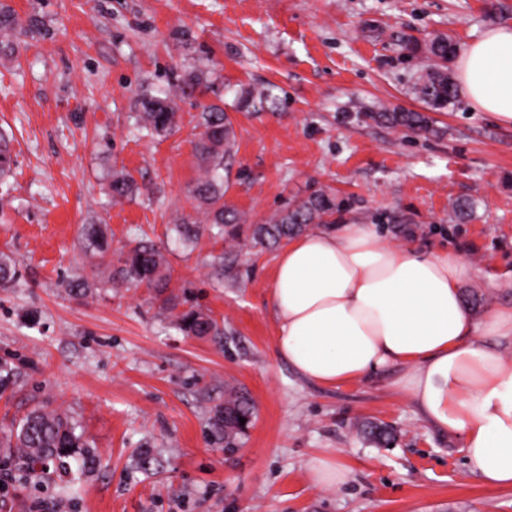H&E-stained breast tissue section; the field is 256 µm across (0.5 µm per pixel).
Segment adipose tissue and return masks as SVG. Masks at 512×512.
I'll use <instances>...</instances> for the list:
<instances>
[{
	"instance_id": "1",
	"label": "adipose tissue",
	"mask_w": 512,
	"mask_h": 512,
	"mask_svg": "<svg viewBox=\"0 0 512 512\" xmlns=\"http://www.w3.org/2000/svg\"><path fill=\"white\" fill-rule=\"evenodd\" d=\"M457 74L472 110L512 125V27L470 43ZM455 254L386 243L353 221L291 239L276 257V351L303 378L333 386L403 367L399 389L435 428L463 440L470 472L512 487V303L474 320Z\"/></svg>"
}]
</instances>
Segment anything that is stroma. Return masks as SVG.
<instances>
[{
  "mask_svg": "<svg viewBox=\"0 0 512 512\" xmlns=\"http://www.w3.org/2000/svg\"><path fill=\"white\" fill-rule=\"evenodd\" d=\"M40 26L0 56V131L16 159L0 184V251L19 270L0 290V359L17 372L0 396V426L41 405L93 441L96 460L73 473L8 466L0 512H512V488L469 473L460 441L430 425L390 367L322 386L275 350L268 308L272 251L235 252L169 229L202 217L190 194L201 175L193 141L203 106L235 131L226 202L257 224L331 188L337 223L377 225L395 244L463 255L475 318L512 299V127L457 98L414 133L361 116L354 104L423 111L410 91L421 56L404 51L438 33L457 47L512 25V0H5ZM207 83L178 101L166 138L137 135L142 94L190 75ZM264 99H256L257 91ZM139 186L111 201L112 171ZM474 199L472 220L448 221ZM107 226L112 255L87 257L82 225ZM148 237L172 269L167 292L224 324V341L188 336L146 287L112 282L117 253ZM234 259L233 277L214 258ZM92 288L69 294L68 281ZM247 392L256 419L238 448L209 431L225 383ZM390 425L393 445L364 439L363 421ZM156 466L142 468V455ZM322 457L349 479L318 490Z\"/></svg>",
  "mask_w": 512,
  "mask_h": 512,
  "instance_id": "obj_1",
  "label": "stroma"
}]
</instances>
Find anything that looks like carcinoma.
<instances>
[{"label": "carcinoma", "instance_id": "cac0c4a2", "mask_svg": "<svg viewBox=\"0 0 512 512\" xmlns=\"http://www.w3.org/2000/svg\"><path fill=\"white\" fill-rule=\"evenodd\" d=\"M34 22L23 24L15 11L0 3V53L11 54L27 36ZM412 53L421 51L428 65L419 71L412 83L413 94L433 111H443L457 97L456 85L448 72V62L455 51V42L448 34L434 36L425 47L414 45ZM138 127L154 137L168 135L175 124L174 101L170 94L145 95L140 101ZM364 117L385 122L393 127L409 130H426L431 118L422 112L410 110L375 111L363 105H354ZM201 131L194 144L196 157L203 169V176L191 189L199 208L204 210L206 221L187 218L174 225L177 238L183 243H194L218 229L217 235L243 242L247 248L271 249L281 242L302 234L313 224H332V217L339 210L336 194L321 188L307 198L293 202L261 224H248L245 213L224 201V156L232 153L235 132L224 109L218 105L203 108L200 116ZM15 160L11 155L8 137L0 132V181L6 180ZM106 191L113 199H123L137 191L135 181L128 175L116 172L107 183ZM473 201L460 200L452 205L448 214L451 222H464L471 216ZM81 245L90 256H105L111 249L103 225L84 224L81 228ZM118 279L123 284L148 288H164L169 280V269L164 255L155 246L142 239L126 250L120 251ZM19 277L14 260L0 252V289L4 290ZM173 325L189 336L210 337L219 342L224 337V325L212 314L191 306L177 311V304L170 303ZM245 424H240V419ZM255 406L246 392L231 383H224V401L211 409L210 424L213 434L224 440V447L236 448L253 423ZM362 431L375 442L388 446L396 435L392 428L382 423L368 422ZM0 459L19 461L31 473L41 472L50 464H65L70 459H80L87 464L94 459V449L82 426L74 419L55 411L36 407L19 419L0 428Z\"/></svg>", "mask_w": 512, "mask_h": 512}]
</instances>
